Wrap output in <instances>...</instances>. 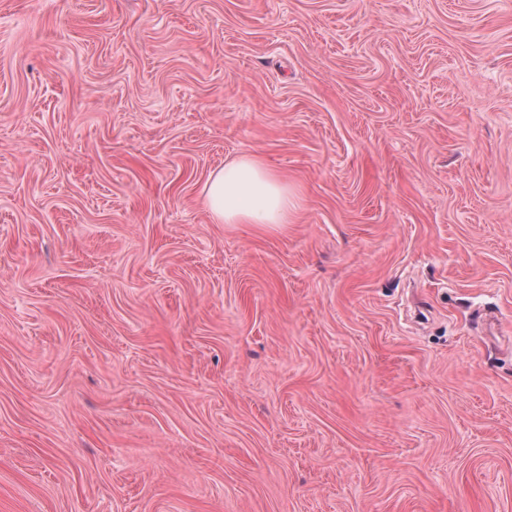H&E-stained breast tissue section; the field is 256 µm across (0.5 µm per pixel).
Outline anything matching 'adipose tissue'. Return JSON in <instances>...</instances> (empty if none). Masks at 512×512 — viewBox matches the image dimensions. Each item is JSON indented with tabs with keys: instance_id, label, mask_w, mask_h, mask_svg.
<instances>
[{
	"instance_id": "obj_1",
	"label": "adipose tissue",
	"mask_w": 512,
	"mask_h": 512,
	"mask_svg": "<svg viewBox=\"0 0 512 512\" xmlns=\"http://www.w3.org/2000/svg\"><path fill=\"white\" fill-rule=\"evenodd\" d=\"M204 204L217 224H258L276 228L297 208L287 181L260 157L242 156L212 172Z\"/></svg>"
}]
</instances>
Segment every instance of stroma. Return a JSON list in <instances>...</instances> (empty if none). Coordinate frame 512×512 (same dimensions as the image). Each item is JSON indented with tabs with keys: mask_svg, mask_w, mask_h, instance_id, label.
<instances>
[{
	"mask_svg": "<svg viewBox=\"0 0 512 512\" xmlns=\"http://www.w3.org/2000/svg\"><path fill=\"white\" fill-rule=\"evenodd\" d=\"M0 512H512V0H0ZM204 204L216 224H288L297 208L288 182L260 157L242 156L212 172Z\"/></svg>",
	"mask_w": 512,
	"mask_h": 512,
	"instance_id": "stroma-1",
	"label": "stroma"
}]
</instances>
